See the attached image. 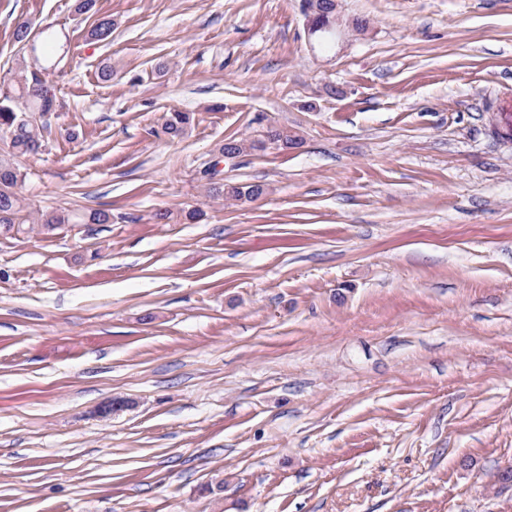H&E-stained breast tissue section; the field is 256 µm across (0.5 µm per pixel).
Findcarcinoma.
Returning a JSON list of instances; mask_svg holds the SVG:
<instances>
[{
	"instance_id": "cac0c4a2",
	"label": "carcinoma",
	"mask_w": 512,
	"mask_h": 512,
	"mask_svg": "<svg viewBox=\"0 0 512 512\" xmlns=\"http://www.w3.org/2000/svg\"><path fill=\"white\" fill-rule=\"evenodd\" d=\"M114 23L108 15L94 17L88 32L90 40L104 42L112 35ZM48 68L23 69L10 82H0V132L6 135L0 148V235L15 236L25 231L27 224H39L52 231L64 224H110L109 208L33 210L20 193L27 172L20 158L38 154L44 146V134L51 129V122L43 119L55 114V94L47 79ZM194 121L193 114L173 110L164 116L162 134L174 139L184 135ZM269 135L276 138L279 148L288 149L301 143L298 135L286 129L273 128ZM264 151L260 138H243L230 135L218 148V154L229 151ZM218 171L204 172L211 189L218 196L239 202L255 200L264 193L259 184H241L231 181H215Z\"/></svg>"
}]
</instances>
